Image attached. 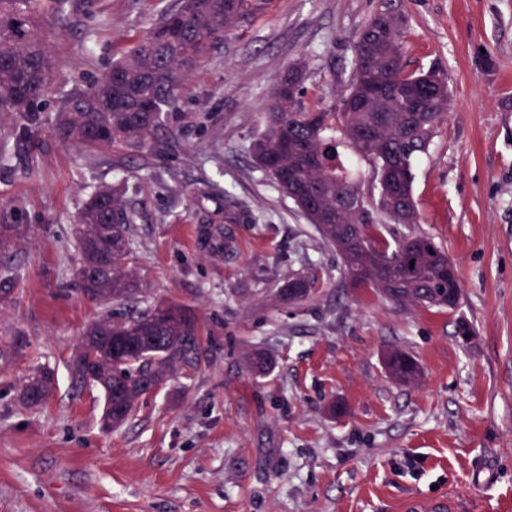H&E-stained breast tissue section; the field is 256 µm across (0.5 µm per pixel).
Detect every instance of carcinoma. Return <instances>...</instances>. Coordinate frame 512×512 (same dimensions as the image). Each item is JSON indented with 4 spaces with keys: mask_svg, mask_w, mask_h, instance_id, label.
Returning <instances> with one entry per match:
<instances>
[{
    "mask_svg": "<svg viewBox=\"0 0 512 512\" xmlns=\"http://www.w3.org/2000/svg\"><path fill=\"white\" fill-rule=\"evenodd\" d=\"M267 0H172L171 5L88 88L65 95L54 117L64 144L84 148L118 146L137 151L167 131L168 114L190 73L209 50L230 36L248 17L260 14ZM40 0H0V112H15L29 129L40 122L42 105L56 81L54 50L41 34ZM379 37L367 20L354 36L351 71L378 68L395 94L361 110L347 104L348 84L337 110L309 109L300 100L278 96L274 83L263 130L250 151L257 167L292 199L321 237L336 248L341 272L354 288H373L407 306L454 308L458 278L448 276V254L432 238L392 230L394 245L374 232V213L392 224L419 223L413 194L415 161L428 151L448 112V74L436 67L407 68L401 41L403 18ZM404 86L428 92L427 114L410 111ZM354 154L377 171L389 172L386 186L364 190L345 171L336 154V134ZM128 183L101 186L89 196L73 225L81 256L73 271L77 290L92 301L116 304L83 333L70 373L76 386H98L105 403L102 426L120 427L135 414L142 382L164 375L199 372L210 361L203 327L191 309L171 303L130 304L131 233L135 212ZM201 237L224 253V226L210 224ZM15 277L0 270V306L12 302ZM310 295L301 278L288 282L281 296L290 303ZM391 374L404 382L419 379L416 363L405 352L387 355ZM55 388L48 367L22 383L20 399L30 408L46 402Z\"/></svg>",
    "mask_w": 512,
    "mask_h": 512,
    "instance_id": "obj_1",
    "label": "carcinoma"
}]
</instances>
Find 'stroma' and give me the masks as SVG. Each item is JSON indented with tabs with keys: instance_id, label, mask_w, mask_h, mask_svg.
<instances>
[{
	"instance_id": "1",
	"label": "stroma",
	"mask_w": 512,
	"mask_h": 512,
	"mask_svg": "<svg viewBox=\"0 0 512 512\" xmlns=\"http://www.w3.org/2000/svg\"><path fill=\"white\" fill-rule=\"evenodd\" d=\"M170 2L42 0L57 93L107 71ZM387 8L406 19L410 69L449 75L414 197L417 231L458 271L453 309L351 287L250 153L274 79L304 62L301 102L334 104L355 32ZM54 116L46 107L25 133L0 114V225L20 227L0 250L18 273L0 309V512H400L411 494L512 512V0H269L188 81L174 135L98 149L92 165L56 138ZM120 179L135 187L136 297L193 308L211 362L106 430L102 391L69 374L107 311L72 285V226L95 187ZM203 224L223 225V256L200 241ZM292 276L311 288L297 304L276 295ZM461 319L473 336L457 335ZM392 347L417 362L418 383L390 377ZM257 350L273 359L260 376ZM40 365L56 386L29 408L19 387Z\"/></svg>"
}]
</instances>
